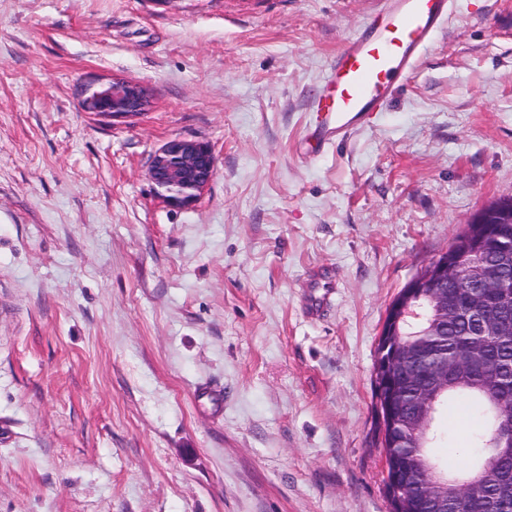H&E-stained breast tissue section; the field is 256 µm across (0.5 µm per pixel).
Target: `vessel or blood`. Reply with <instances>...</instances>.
I'll return each instance as SVG.
<instances>
[{"mask_svg": "<svg viewBox=\"0 0 512 512\" xmlns=\"http://www.w3.org/2000/svg\"><path fill=\"white\" fill-rule=\"evenodd\" d=\"M453 0H381L331 56L303 140L308 154L342 144L407 85L449 26Z\"/></svg>", "mask_w": 512, "mask_h": 512, "instance_id": "vessel-or-blood-1", "label": "vessel or blood"}]
</instances>
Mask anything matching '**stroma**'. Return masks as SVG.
<instances>
[{
    "label": "stroma",
    "instance_id": "35a3bbf8",
    "mask_svg": "<svg viewBox=\"0 0 512 512\" xmlns=\"http://www.w3.org/2000/svg\"><path fill=\"white\" fill-rule=\"evenodd\" d=\"M371 7L0 0V512H390L378 339L512 197V0H455L376 120L306 155ZM116 79L145 114L86 110ZM175 137L217 161L185 208L147 176Z\"/></svg>",
    "mask_w": 512,
    "mask_h": 512
}]
</instances>
